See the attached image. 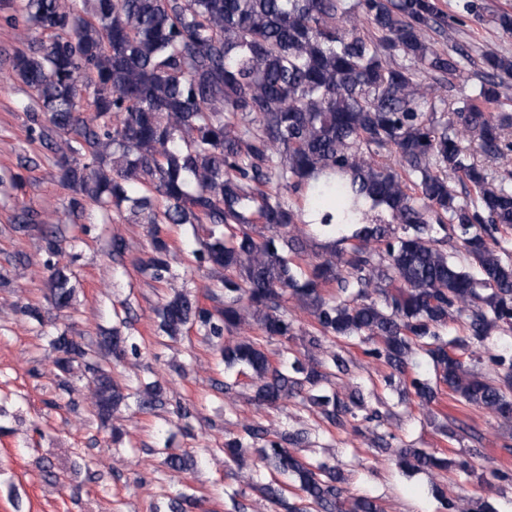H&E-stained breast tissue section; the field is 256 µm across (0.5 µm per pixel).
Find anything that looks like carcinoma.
I'll list each match as a JSON object with an SVG mask.
<instances>
[{"instance_id":"carcinoma-1","label":"carcinoma","mask_w":512,"mask_h":512,"mask_svg":"<svg viewBox=\"0 0 512 512\" xmlns=\"http://www.w3.org/2000/svg\"><path fill=\"white\" fill-rule=\"evenodd\" d=\"M474 23L482 0H461ZM0 19L22 27L24 48L6 55L5 80L31 89L29 132L58 155L69 191L62 211L27 206L11 230L37 234L49 301L73 305L77 279L61 261L68 243L59 225L93 204L144 224L149 252L129 255L112 239V261L131 262L161 283L171 275L168 230L190 224L195 262L211 273L201 303L177 291L155 309V333L171 340L195 326L218 365L248 371L257 405L296 395L320 420L359 431L380 418L374 390L358 383L347 397L333 379L350 359L309 349L353 339L383 363L388 390L428 404L448 389L456 402L512 421V356L493 354L495 376L474 364L495 336L512 333V57L481 54L479 84L455 107L439 89L463 78L475 60L446 39L441 0H0ZM506 165L490 177L462 145ZM462 179L465 198L450 177ZM332 239L325 251L299 225ZM314 318L296 326L286 303ZM253 322L262 338L227 335ZM460 323L451 340L448 325ZM283 347L300 340L302 356L273 363L261 339ZM57 388L71 394L74 365L94 383L93 414L107 423L133 397L140 410L165 405L149 377L119 391L112 364L137 352L121 329L90 345L67 330L49 337ZM435 381L408 374L416 351ZM305 432H273L259 422L224 440L227 462L252 459L271 477L251 489L276 512H383L379 499L344 497L346 478L326 461L300 456ZM183 473L193 455L164 441L152 449ZM405 473L454 468L483 489L512 486L507 467L477 471L467 452L437 455L396 449ZM184 483L153 512H192Z\"/></svg>"}]
</instances>
